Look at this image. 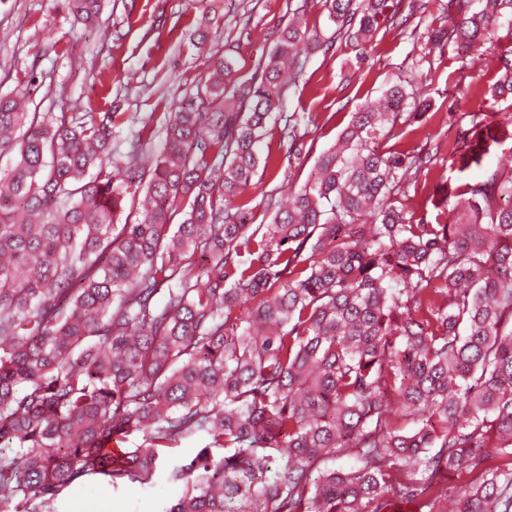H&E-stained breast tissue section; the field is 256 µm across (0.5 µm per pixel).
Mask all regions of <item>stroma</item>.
<instances>
[{"mask_svg": "<svg viewBox=\"0 0 512 512\" xmlns=\"http://www.w3.org/2000/svg\"><path fill=\"white\" fill-rule=\"evenodd\" d=\"M446 2L402 0L396 18L382 23L360 53L336 37L320 0H110L95 31L72 28L58 0H0V93L34 75L39 85L32 99L39 111L57 113L76 99L82 111L122 112L158 128L200 79L203 59L193 29L203 7L218 14L213 42L238 60L245 76L268 56L300 7L308 23L317 26L322 46L308 51L304 76L287 90L281 111L302 118L306 151L289 158L279 144L277 123H270L261 149L271 166L243 195L255 206L256 222H268L259 202L280 186L284 174L302 185L351 113L400 81L431 108L422 124L397 123L381 146L433 153L432 165L421 172L405 202L412 222L431 223L437 214L436 186L478 178L497 161L491 154L481 166L462 172L451 168L448 149L464 115H477L493 129L512 120V102L488 91L496 66L492 50H480L461 63L451 49L427 45L428 30L448 22ZM183 489L164 477L144 489L115 488L106 477L89 475L63 491L58 507L60 512H162Z\"/></svg>", "mask_w": 512, "mask_h": 512, "instance_id": "35a3bbf8", "label": "stroma"}]
</instances>
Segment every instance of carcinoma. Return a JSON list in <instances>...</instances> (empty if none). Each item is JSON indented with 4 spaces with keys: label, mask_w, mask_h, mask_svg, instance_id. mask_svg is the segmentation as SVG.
Returning a JSON list of instances; mask_svg holds the SVG:
<instances>
[{
    "label": "carcinoma",
    "mask_w": 512,
    "mask_h": 512,
    "mask_svg": "<svg viewBox=\"0 0 512 512\" xmlns=\"http://www.w3.org/2000/svg\"><path fill=\"white\" fill-rule=\"evenodd\" d=\"M61 2L74 27L105 8ZM477 2L448 0L428 40L461 58L496 43L489 92L512 97V0ZM324 6L362 47L398 4ZM213 21L198 18L201 51ZM311 41L289 23L230 89L238 61L206 56L161 149L123 159L112 113L0 93V512H58L93 474L151 486L198 432L164 512H512V167L410 223L402 199L431 156L378 140L430 104L392 83L288 203L260 201L269 223L232 205L269 168L258 143ZM507 136L474 123L448 155L479 167ZM207 440L203 433L186 437L178 442L175 448H172L169 454L162 462L161 469L165 473L173 464H183L189 462L200 448L206 444Z\"/></svg>",
    "instance_id": "obj_1"
}]
</instances>
